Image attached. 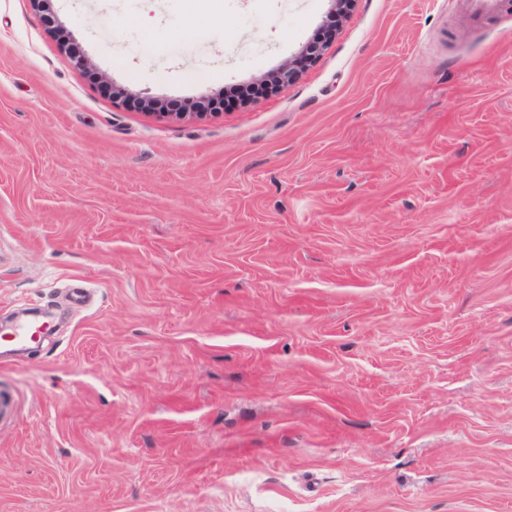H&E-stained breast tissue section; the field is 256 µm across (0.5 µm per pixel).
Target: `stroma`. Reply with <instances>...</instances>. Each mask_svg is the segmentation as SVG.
Here are the masks:
<instances>
[{"label": "stroma", "instance_id": "1", "mask_svg": "<svg viewBox=\"0 0 512 512\" xmlns=\"http://www.w3.org/2000/svg\"><path fill=\"white\" fill-rule=\"evenodd\" d=\"M0 0V512H512V0ZM34 9L44 16L49 27L54 26V31L57 33V40L59 43L60 52L64 62L74 68H86L91 64L83 54L71 55L68 51L70 45H73L72 38L69 31L52 15L51 0H30ZM302 66L296 61V59H288L282 63L279 68L263 77V81L270 80L271 83L276 84L282 88H287L288 85L293 83L299 76ZM37 322L38 320L20 321L7 332L1 329V339L7 337L9 341L6 343L17 345L31 343L35 337L34 335L39 331L40 325H37Z\"/></svg>", "mask_w": 512, "mask_h": 512}]
</instances>
